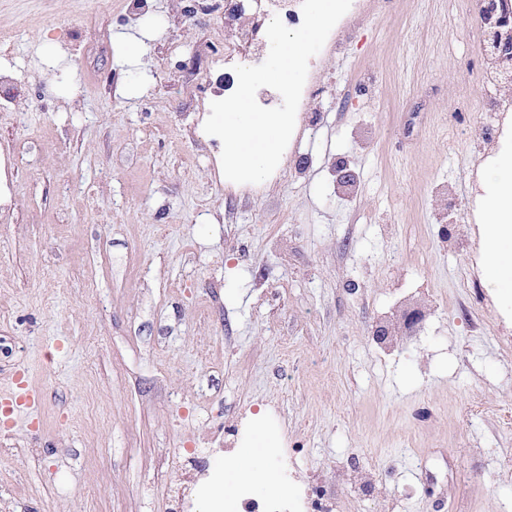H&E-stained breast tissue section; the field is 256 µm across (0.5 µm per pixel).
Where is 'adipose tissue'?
I'll list each match as a JSON object with an SVG mask.
<instances>
[{
  "instance_id": "ef3b65f1",
  "label": "adipose tissue",
  "mask_w": 512,
  "mask_h": 512,
  "mask_svg": "<svg viewBox=\"0 0 512 512\" xmlns=\"http://www.w3.org/2000/svg\"><path fill=\"white\" fill-rule=\"evenodd\" d=\"M490 192L485 204L489 226L486 283L505 298H512V154L487 173Z\"/></svg>"
}]
</instances>
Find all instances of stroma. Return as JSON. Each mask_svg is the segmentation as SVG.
I'll list each match as a JSON object with an SVG mask.
<instances>
[{"instance_id": "stroma-1", "label": "stroma", "mask_w": 512, "mask_h": 512, "mask_svg": "<svg viewBox=\"0 0 512 512\" xmlns=\"http://www.w3.org/2000/svg\"><path fill=\"white\" fill-rule=\"evenodd\" d=\"M233 7L0 0V399L36 392L0 416V512H206L232 462L292 512H512L483 213L512 92L475 81L478 0H352L259 184L203 126L302 5ZM278 433L274 428L273 422L268 417L258 414L253 424L242 437V443L245 448H251L253 456L257 457L252 448H273L277 442Z\"/></svg>"}]
</instances>
